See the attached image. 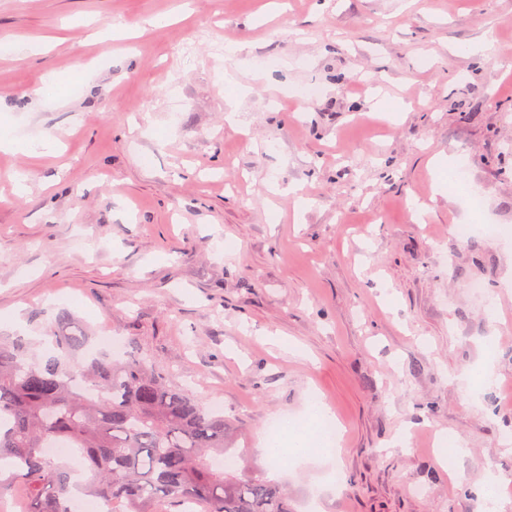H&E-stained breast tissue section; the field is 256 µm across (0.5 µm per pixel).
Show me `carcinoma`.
I'll return each mask as SVG.
<instances>
[{"instance_id":"1","label":"carcinoma","mask_w":512,"mask_h":512,"mask_svg":"<svg viewBox=\"0 0 512 512\" xmlns=\"http://www.w3.org/2000/svg\"><path fill=\"white\" fill-rule=\"evenodd\" d=\"M52 353L25 336L0 338V497L17 488L23 512H72L71 489L110 512H291L281 486L258 468L215 465L236 455L224 415L171 384L145 356L83 360L89 342L62 319L48 328ZM62 441L80 468L44 453Z\"/></svg>"}]
</instances>
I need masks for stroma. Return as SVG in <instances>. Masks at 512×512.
Segmentation results:
<instances>
[{
    "label": "stroma",
    "instance_id": "obj_1",
    "mask_svg": "<svg viewBox=\"0 0 512 512\" xmlns=\"http://www.w3.org/2000/svg\"><path fill=\"white\" fill-rule=\"evenodd\" d=\"M1 128L0 336H118L292 512H512V0H0ZM284 434L279 438L277 444L270 441L267 443V455L273 459L276 464L286 461L291 458L292 464L299 465L309 461L306 457L308 454L307 440L300 433L289 429L288 420L283 421ZM281 448H288L285 452Z\"/></svg>",
    "mask_w": 512,
    "mask_h": 512
}]
</instances>
